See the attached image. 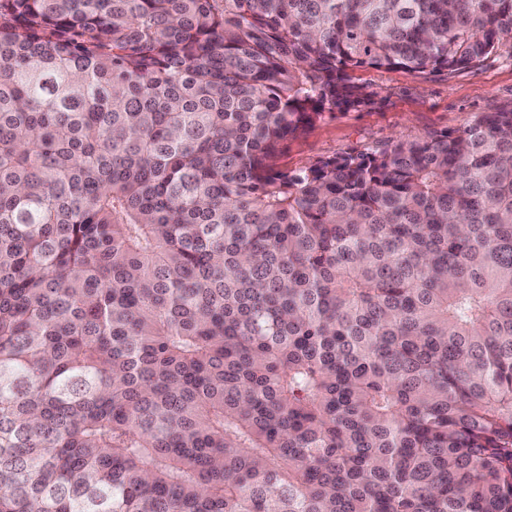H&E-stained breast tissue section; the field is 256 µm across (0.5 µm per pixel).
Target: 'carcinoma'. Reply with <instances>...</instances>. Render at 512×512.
Listing matches in <instances>:
<instances>
[{
	"label": "carcinoma",
	"instance_id": "obj_1",
	"mask_svg": "<svg viewBox=\"0 0 512 512\" xmlns=\"http://www.w3.org/2000/svg\"><path fill=\"white\" fill-rule=\"evenodd\" d=\"M512 0H0V512H512V104L282 145Z\"/></svg>",
	"mask_w": 512,
	"mask_h": 512
}]
</instances>
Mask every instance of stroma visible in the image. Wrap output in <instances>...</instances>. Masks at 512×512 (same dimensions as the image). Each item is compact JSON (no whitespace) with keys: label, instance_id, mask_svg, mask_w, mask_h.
I'll list each match as a JSON object with an SVG mask.
<instances>
[{"label":"stroma","instance_id":"1","mask_svg":"<svg viewBox=\"0 0 512 512\" xmlns=\"http://www.w3.org/2000/svg\"><path fill=\"white\" fill-rule=\"evenodd\" d=\"M370 105L338 111L289 140L277 164L294 169L316 159L364 151L391 139H415L453 130L481 112L512 103V59H491L455 72L421 73L405 68H360Z\"/></svg>","mask_w":512,"mask_h":512}]
</instances>
